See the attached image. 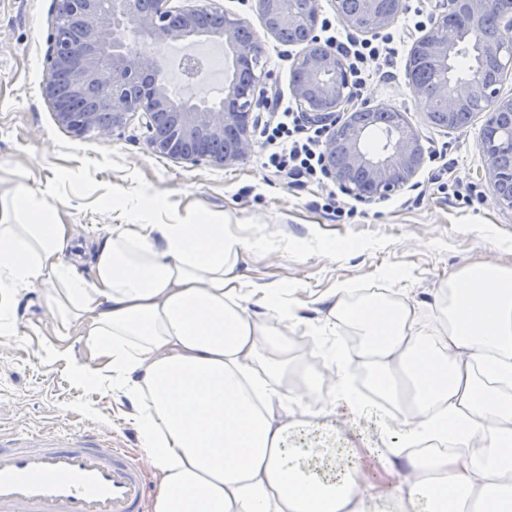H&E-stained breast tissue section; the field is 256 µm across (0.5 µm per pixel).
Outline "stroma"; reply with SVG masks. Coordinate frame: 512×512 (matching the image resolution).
Instances as JSON below:
<instances>
[{"label": "stroma", "mask_w": 512, "mask_h": 512, "mask_svg": "<svg viewBox=\"0 0 512 512\" xmlns=\"http://www.w3.org/2000/svg\"><path fill=\"white\" fill-rule=\"evenodd\" d=\"M225 12L247 21L262 35L257 67L267 74L274 100L260 111L252 130L254 148L243 160L224 166L185 163L154 152L142 115L131 116L112 139L76 138L61 126L42 93L44 56L55 15L54 0H0V195L23 191L59 213L65 224H95L110 230L120 223L114 199L158 194L155 224H171L204 211L217 221L241 225L245 235L265 238L240 266L244 280L259 288H296L300 314L315 323L323 301L345 280L362 294L402 293L429 312L433 292L449 274L476 262L512 267V209L500 207L481 175L485 157L479 144L484 114L448 129L428 118L414 97L407 63L418 31L407 32L398 55L387 65L371 62L374 78L358 88L359 102L400 110L422 136L425 162L413 186L387 198L360 201L326 177L298 182L263 166V129L284 105L300 48L264 35L255 0H215ZM161 71L184 100L218 102L223 80L180 79L168 57ZM458 180L473 200L466 203L442 190ZM350 208L337 219L330 199ZM44 288L25 293L15 308L17 333L0 335V422L27 431L81 427L110 438L113 447L140 452L128 400L104 388L78 384L68 359L101 363L79 326H61L44 300ZM52 343L66 357L48 361L42 348ZM336 431L356 433L362 490L383 494L396 482L394 471L370 454L378 436L372 423L338 416Z\"/></svg>", "instance_id": "35a3bbf8"}]
</instances>
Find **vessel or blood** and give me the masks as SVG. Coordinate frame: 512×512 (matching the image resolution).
I'll list each match as a JSON object with an SVG mask.
<instances>
[{
  "label": "vessel or blood",
  "mask_w": 512,
  "mask_h": 512,
  "mask_svg": "<svg viewBox=\"0 0 512 512\" xmlns=\"http://www.w3.org/2000/svg\"><path fill=\"white\" fill-rule=\"evenodd\" d=\"M137 458L83 429L0 427V512H142Z\"/></svg>",
  "instance_id": "1"
}]
</instances>
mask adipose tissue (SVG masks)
<instances>
[{"label": "adipose tissue", "mask_w": 512, "mask_h": 512, "mask_svg": "<svg viewBox=\"0 0 512 512\" xmlns=\"http://www.w3.org/2000/svg\"><path fill=\"white\" fill-rule=\"evenodd\" d=\"M157 204L150 194L121 200L131 220L90 240L86 275L63 260L75 225L25 194L0 209V333L22 291L50 284V307L104 358L76 375L135 409L151 512H512V392L501 388L512 383V268L451 273L426 315L392 296L356 298L342 282L320 324H308L294 289L242 279L259 239L204 212L150 223ZM297 331L324 373L291 369ZM347 331L358 353L344 350ZM358 358L398 415L349 391ZM327 376L333 400L314 409ZM285 403L299 419L279 415ZM342 414L373 420L382 458L397 464L386 500L355 490V463L336 440ZM437 439L454 453L428 462L410 450Z\"/></svg>", "instance_id": "1"}]
</instances>
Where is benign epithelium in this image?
Wrapping results in <instances>:
<instances>
[{
  "label": "benign epithelium",
  "mask_w": 512,
  "mask_h": 512,
  "mask_svg": "<svg viewBox=\"0 0 512 512\" xmlns=\"http://www.w3.org/2000/svg\"><path fill=\"white\" fill-rule=\"evenodd\" d=\"M139 0H57L56 14L48 36L44 58L46 82L43 94L58 122L73 136L82 137L97 126V113L75 112L70 102L59 93L55 77L64 75L72 95L79 96L97 86L112 89L102 105L112 114V126L99 130V137L110 139L121 130L130 113L137 111L122 93L123 85L144 81L151 84L148 108L144 109L146 125L155 129L171 127L163 141H150L152 149L174 159L196 163L209 160L228 165L247 157L252 151V129L258 122L255 112L273 103L269 92L255 84L248 95L237 96L233 86L224 91L217 106L204 100L175 104L160 81L161 68L151 52L129 50V37L136 36L145 44L162 41L183 42L194 33L202 14H221L224 26L215 35L237 57L239 63L251 65L262 53L258 40H239L240 18L224 15L218 7L197 0V4L177 9L160 2L157 11H142ZM499 0H437L430 27L416 41L424 44L428 54L443 67L436 96L444 108V116L452 122L456 115L476 102L486 115L485 136L481 141L486 156L484 179L495 202L512 208V133L503 134L500 124L504 116L512 117V98L499 96V75H485L477 66L463 86H448V63L461 42V31L449 17L486 15ZM360 10L373 21L377 33L388 27L401 8V0H358ZM264 31L278 35L282 26H307L306 38L298 41L302 50L293 69L302 79L290 84L294 99L304 108L310 123L322 127L324 175L340 189L365 201L382 199L411 184L425 161L420 133L406 125L390 137L386 148L373 154L366 150L367 126L356 120L369 109L355 108L346 120L341 112L353 104L356 94L343 61L332 48L316 35L319 12L316 0H257ZM336 16L345 26L359 30L356 14L348 0H336ZM500 37L493 46L484 45V56L501 61L507 53L512 60V12L498 16ZM109 79L103 80L102 75Z\"/></svg>",
  "instance_id": "1"
}]
</instances>
